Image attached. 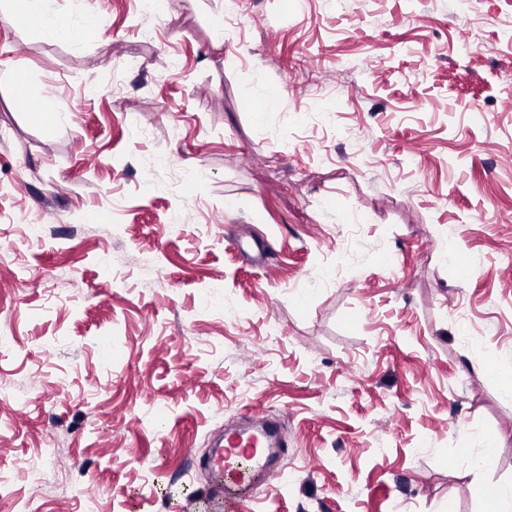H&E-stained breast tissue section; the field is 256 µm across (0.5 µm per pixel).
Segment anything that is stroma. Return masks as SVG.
Segmentation results:
<instances>
[{"mask_svg":"<svg viewBox=\"0 0 512 512\" xmlns=\"http://www.w3.org/2000/svg\"><path fill=\"white\" fill-rule=\"evenodd\" d=\"M90 2L52 35L0 4V62L67 116L0 80V512H209L211 439L255 411L287 441L259 512H487L512 0ZM490 440L491 438L486 435H475L472 439L470 449L456 456V460L476 468H490L493 465V456L489 450Z\"/></svg>","mask_w":512,"mask_h":512,"instance_id":"1","label":"stroma"}]
</instances>
